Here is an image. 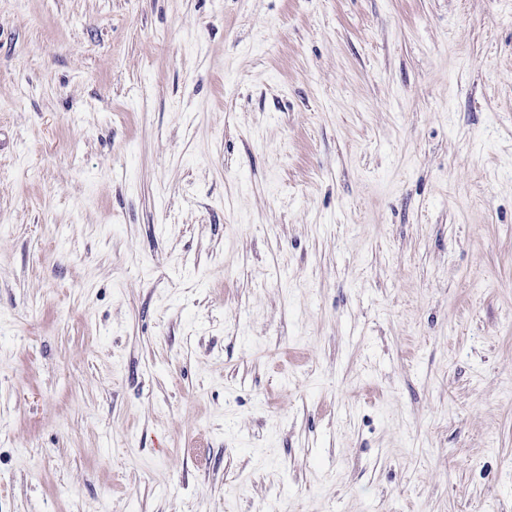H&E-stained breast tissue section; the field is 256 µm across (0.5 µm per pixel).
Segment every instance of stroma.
<instances>
[{
    "mask_svg": "<svg viewBox=\"0 0 512 512\" xmlns=\"http://www.w3.org/2000/svg\"><path fill=\"white\" fill-rule=\"evenodd\" d=\"M0 512H512V0H0Z\"/></svg>",
    "mask_w": 512,
    "mask_h": 512,
    "instance_id": "1",
    "label": "stroma"
}]
</instances>
